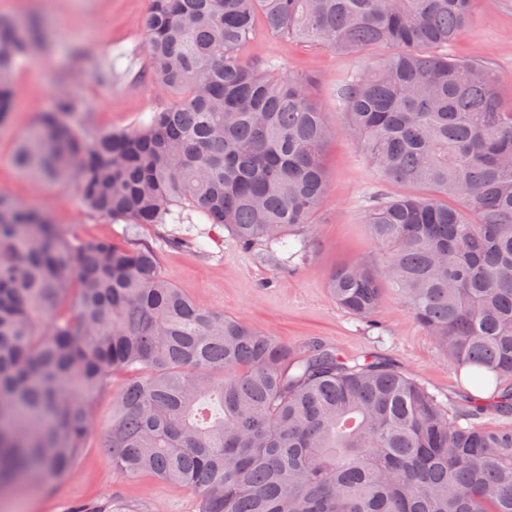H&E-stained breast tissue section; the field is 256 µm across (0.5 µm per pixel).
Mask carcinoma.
Returning a JSON list of instances; mask_svg holds the SVG:
<instances>
[{"label":"carcinoma","instance_id":"obj_1","mask_svg":"<svg viewBox=\"0 0 512 512\" xmlns=\"http://www.w3.org/2000/svg\"><path fill=\"white\" fill-rule=\"evenodd\" d=\"M471 0H151L146 76L170 103L132 132H87L73 101L21 141L20 169L74 182L82 205L130 225L127 246L83 238L0 193V493L70 473L112 399L98 447L116 475L192 489L198 512H512V110L492 71L440 53ZM271 31L364 62L337 81L330 125L310 79L241 48ZM38 18L0 16V127ZM346 136L378 180L365 222L382 265L334 269L331 297L374 321L394 293L487 398L449 405L394 362L301 349L186 297L141 224L196 213L243 248L287 246L328 187L322 154ZM67 512H134L116 497ZM126 375L118 373L112 377V384L99 396L97 400V423L98 428H104L111 416L112 399L116 397L123 388Z\"/></svg>","mask_w":512,"mask_h":512}]
</instances>
